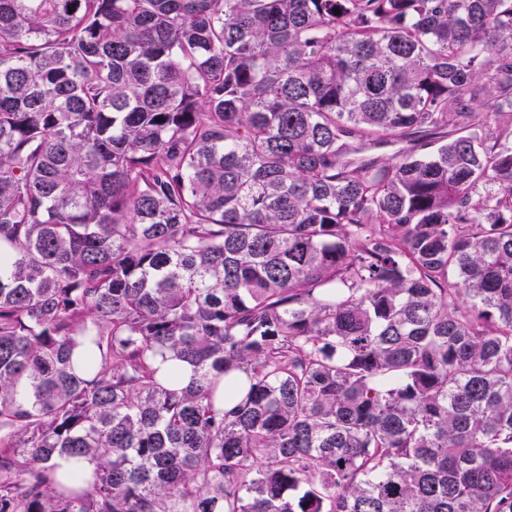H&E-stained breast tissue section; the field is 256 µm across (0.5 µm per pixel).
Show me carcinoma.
Segmentation results:
<instances>
[{"label":"carcinoma","mask_w":512,"mask_h":512,"mask_svg":"<svg viewBox=\"0 0 512 512\" xmlns=\"http://www.w3.org/2000/svg\"><path fill=\"white\" fill-rule=\"evenodd\" d=\"M0 244V512H512V0H0ZM414 147V143L405 140H398L394 143L383 144L380 146L372 147L364 153L369 158H374L379 162L389 161L398 154H406Z\"/></svg>","instance_id":"obj_1"}]
</instances>
